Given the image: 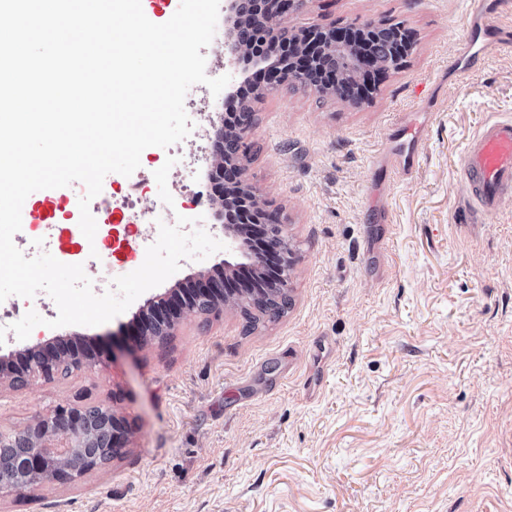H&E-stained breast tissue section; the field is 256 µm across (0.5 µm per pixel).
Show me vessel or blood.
<instances>
[{
  "instance_id": "b4317fda",
  "label": "vessel or blood",
  "mask_w": 512,
  "mask_h": 512,
  "mask_svg": "<svg viewBox=\"0 0 512 512\" xmlns=\"http://www.w3.org/2000/svg\"><path fill=\"white\" fill-rule=\"evenodd\" d=\"M491 25L473 23L468 30L454 66L466 71L480 54L493 45ZM424 124L406 121L396 126L393 147L388 157L378 160V173L393 171L409 177L415 172L421 155ZM463 179L467 184L466 203L474 215L494 211L500 200L512 194V117L504 116L487 121L472 137L464 150L461 162ZM55 190H39L27 197L22 208L23 219H39V205L53 203Z\"/></svg>"
}]
</instances>
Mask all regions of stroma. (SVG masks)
Masks as SVG:
<instances>
[{"label":"stroma","mask_w":512,"mask_h":512,"mask_svg":"<svg viewBox=\"0 0 512 512\" xmlns=\"http://www.w3.org/2000/svg\"><path fill=\"white\" fill-rule=\"evenodd\" d=\"M466 0H305L285 30L399 23L414 37L372 98L277 86L254 102L248 173L297 252L292 306L246 331L239 308L188 313L163 341L113 350L144 305L212 275L178 272L99 326L36 327L10 349L80 339L100 364L13 384L0 434L59 406H108L134 433L67 482L0 491V512H512V197L471 223L462 151L512 114V45L465 73ZM427 127L408 178L372 182L392 126ZM171 151L150 147L122 194L160 220L175 204L216 230L205 170L174 196Z\"/></svg>","instance_id":"stroma-1"}]
</instances>
